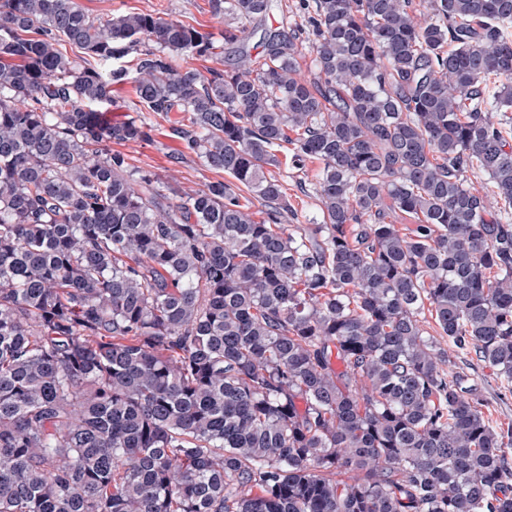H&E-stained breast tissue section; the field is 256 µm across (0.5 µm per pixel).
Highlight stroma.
Returning a JSON list of instances; mask_svg holds the SVG:
<instances>
[{
  "mask_svg": "<svg viewBox=\"0 0 512 512\" xmlns=\"http://www.w3.org/2000/svg\"><path fill=\"white\" fill-rule=\"evenodd\" d=\"M78 4L92 18L107 19L113 16L139 12L160 13L180 20L185 24L209 35L215 47L222 53L213 57H181L176 59L178 70L194 69L202 74L210 71L232 69L235 53L224 50V30L229 24L228 17L215 15L210 0H77ZM250 35L239 44V50L250 55H258L259 41L267 29H296L300 32L298 42V62L305 79L315 77L312 64L313 36L307 25L302 0H276L270 12L262 18L248 23ZM238 50V51H239ZM103 118L111 124H120L136 118L147 123L150 138L141 142H110L112 151L124 155L128 166L133 170L150 173L156 183L170 184L180 190L191 192L204 188L210 182L224 180L222 172L207 168L202 160L186 149L184 141L177 137L173 129L186 123L183 112H153L142 108L135 93L133 83L116 84L112 87L111 98L102 107ZM318 163H310L302 168H294L289 160H282L272 173L287 186V194L292 206L285 221L289 224L305 223L308 216L319 210L315 192V174ZM456 369L466 375L489 402V410L494 420L512 423V394L500 393V382L488 365L466 355L455 360Z\"/></svg>",
  "mask_w": 512,
  "mask_h": 512,
  "instance_id": "obj_1",
  "label": "stroma"
}]
</instances>
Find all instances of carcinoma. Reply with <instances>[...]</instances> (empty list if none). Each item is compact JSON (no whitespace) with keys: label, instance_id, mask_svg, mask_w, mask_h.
<instances>
[{"label":"carcinoma","instance_id":"obj_1","mask_svg":"<svg viewBox=\"0 0 512 512\" xmlns=\"http://www.w3.org/2000/svg\"><path fill=\"white\" fill-rule=\"evenodd\" d=\"M212 5L234 45L272 0ZM429 7L313 0L312 82L291 30L206 77L171 65L215 50L181 21L0 0V512H512V424L420 325L512 393V0ZM129 53L234 182L108 148L149 137L97 110ZM284 143L320 164L306 225ZM281 161L280 166L269 167L270 173L284 181L288 201L292 212H288L283 224H307L306 217L319 211V201L315 192V174L319 168L318 162L308 163L305 167L297 169L291 166L286 148L275 152Z\"/></svg>","mask_w":512,"mask_h":512}]
</instances>
